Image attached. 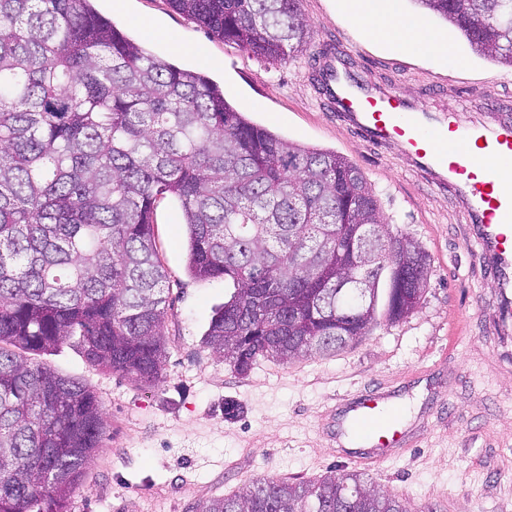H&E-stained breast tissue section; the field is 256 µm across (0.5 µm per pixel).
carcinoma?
Here are the masks:
<instances>
[{"label":"carcinoma","instance_id":"1","mask_svg":"<svg viewBox=\"0 0 512 512\" xmlns=\"http://www.w3.org/2000/svg\"><path fill=\"white\" fill-rule=\"evenodd\" d=\"M212 37L285 61L300 0H168ZM512 67V0H416ZM180 204L186 268L234 291L203 343L235 373L331 355L411 315L428 255L393 232L362 173L235 109L149 53L93 0H0V512H68L109 423L85 383L29 361L75 343L143 387L167 358L153 215ZM201 512H406L357 473L259 479Z\"/></svg>","mask_w":512,"mask_h":512}]
</instances>
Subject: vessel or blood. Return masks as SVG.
Listing matches in <instances>:
<instances>
[{
    "label": "vessel or blood",
    "mask_w": 512,
    "mask_h": 512,
    "mask_svg": "<svg viewBox=\"0 0 512 512\" xmlns=\"http://www.w3.org/2000/svg\"><path fill=\"white\" fill-rule=\"evenodd\" d=\"M332 51L315 76L331 111L371 143L399 142L432 184H451L468 210L479 256L497 287L512 296V119L474 126L406 104L398 90L375 93ZM491 165H482V158ZM389 398L372 393L347 404L337 422L345 447L365 448L378 461L402 449L406 428L386 419Z\"/></svg>",
    "instance_id": "b4317fda"
}]
</instances>
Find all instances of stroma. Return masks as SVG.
<instances>
[{
	"instance_id": "stroma-1",
	"label": "stroma",
	"mask_w": 512,
	"mask_h": 512,
	"mask_svg": "<svg viewBox=\"0 0 512 512\" xmlns=\"http://www.w3.org/2000/svg\"><path fill=\"white\" fill-rule=\"evenodd\" d=\"M95 5L154 55L207 72L254 123L347 158L393 230L428 254L431 273L408 318L379 321L336 355L263 361L241 376L202 343L232 287L188 274L179 206L163 200L155 213L170 284L162 380L138 386L92 367L70 345L37 357L92 388L110 423L105 449L89 463L69 512H201L209 499L243 492L259 479L355 472L336 434L341 406L390 388L402 391L412 444L399 459L364 472V480L409 512H512V307L472 258V225L455 192L431 184L398 145L368 146L343 126L324 110L313 75L317 60L341 46L370 87H394L438 115L490 125L499 107L512 109V67L476 54L414 0H401V10L447 33L460 65L387 48L342 12L339 0H301L313 34L304 51L281 62L225 45L168 0ZM228 402L239 407L231 420L224 416Z\"/></svg>"
}]
</instances>
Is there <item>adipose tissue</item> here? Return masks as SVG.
Masks as SVG:
<instances>
[{
  "instance_id": "adipose-tissue-1",
  "label": "adipose tissue",
  "mask_w": 512,
  "mask_h": 512,
  "mask_svg": "<svg viewBox=\"0 0 512 512\" xmlns=\"http://www.w3.org/2000/svg\"><path fill=\"white\" fill-rule=\"evenodd\" d=\"M343 6L354 18L365 21L376 39L391 41V31L400 22L407 30L400 48L435 55L444 63L457 60L446 37L433 34L418 20L402 15L399 0H384L383 7L378 9L372 8L371 0H343Z\"/></svg>"
}]
</instances>
